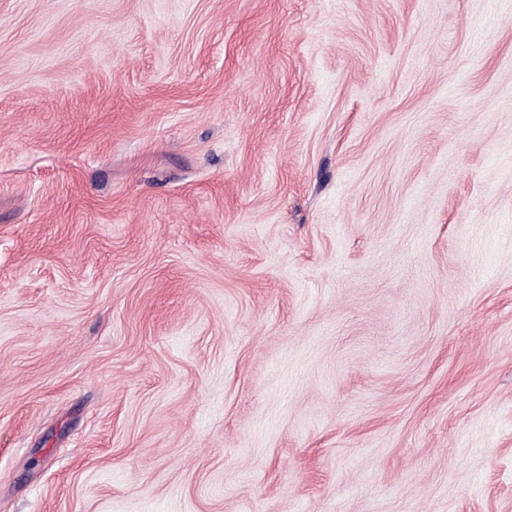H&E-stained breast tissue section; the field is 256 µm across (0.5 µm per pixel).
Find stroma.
Returning a JSON list of instances; mask_svg holds the SVG:
<instances>
[{"label":"stroma","mask_w":512,"mask_h":512,"mask_svg":"<svg viewBox=\"0 0 512 512\" xmlns=\"http://www.w3.org/2000/svg\"><path fill=\"white\" fill-rule=\"evenodd\" d=\"M512 512V0H0V512Z\"/></svg>","instance_id":"obj_1"}]
</instances>
